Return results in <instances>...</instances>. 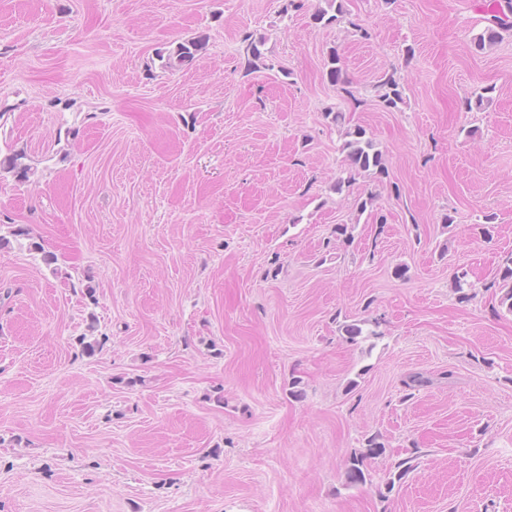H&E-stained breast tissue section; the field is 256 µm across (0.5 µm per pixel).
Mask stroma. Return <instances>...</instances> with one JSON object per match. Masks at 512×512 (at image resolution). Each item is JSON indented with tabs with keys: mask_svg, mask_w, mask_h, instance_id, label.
<instances>
[{
	"mask_svg": "<svg viewBox=\"0 0 512 512\" xmlns=\"http://www.w3.org/2000/svg\"><path fill=\"white\" fill-rule=\"evenodd\" d=\"M287 2L0 0V159L34 170L0 172V235L30 231L0 249V512H512V28L478 46L496 0ZM331 110L386 177L334 191ZM207 37L199 35L186 42L180 43L167 57V65L170 68L179 67L192 62L196 55L206 47ZM498 288L501 292L500 304L512 313V256L499 269ZM385 452L384 444L377 442V438L370 437L366 440L365 449L359 453H354L348 460L346 478L351 484H363L367 481L368 473L365 461L370 458H376Z\"/></svg>",
	"mask_w": 512,
	"mask_h": 512,
	"instance_id": "35a3bbf8",
	"label": "stroma"
}]
</instances>
